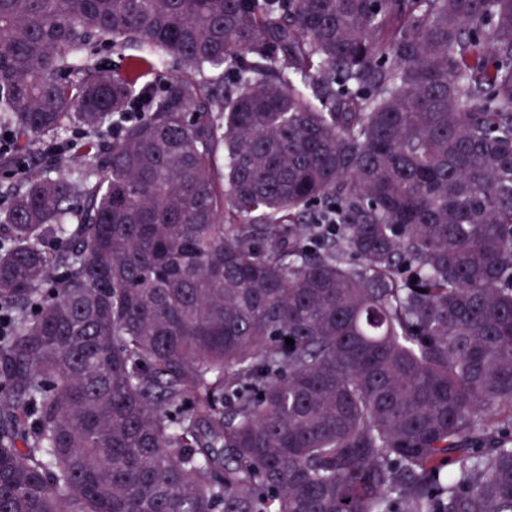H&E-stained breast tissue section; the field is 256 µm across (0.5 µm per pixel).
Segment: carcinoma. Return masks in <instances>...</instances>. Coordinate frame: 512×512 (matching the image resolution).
Returning <instances> with one entry per match:
<instances>
[{
	"label": "carcinoma",
	"instance_id": "obj_1",
	"mask_svg": "<svg viewBox=\"0 0 512 512\" xmlns=\"http://www.w3.org/2000/svg\"><path fill=\"white\" fill-rule=\"evenodd\" d=\"M0 119V512H512V0H0ZM137 54H139V52L138 48L135 46H127L120 51L106 46L105 49L98 54L97 58L101 61L102 66L122 71L126 67L127 59Z\"/></svg>",
	"mask_w": 512,
	"mask_h": 512
}]
</instances>
